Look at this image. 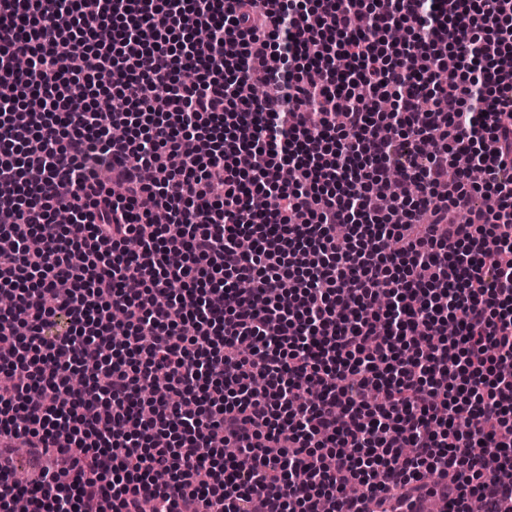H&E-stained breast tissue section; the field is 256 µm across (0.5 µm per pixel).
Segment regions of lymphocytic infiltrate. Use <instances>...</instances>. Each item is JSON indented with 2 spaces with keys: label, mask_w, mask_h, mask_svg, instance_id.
Returning a JSON list of instances; mask_svg holds the SVG:
<instances>
[{
  "label": "lymphocytic infiltrate",
  "mask_w": 512,
  "mask_h": 512,
  "mask_svg": "<svg viewBox=\"0 0 512 512\" xmlns=\"http://www.w3.org/2000/svg\"><path fill=\"white\" fill-rule=\"evenodd\" d=\"M0 292V500L512 512V0H0Z\"/></svg>",
  "instance_id": "1"
}]
</instances>
